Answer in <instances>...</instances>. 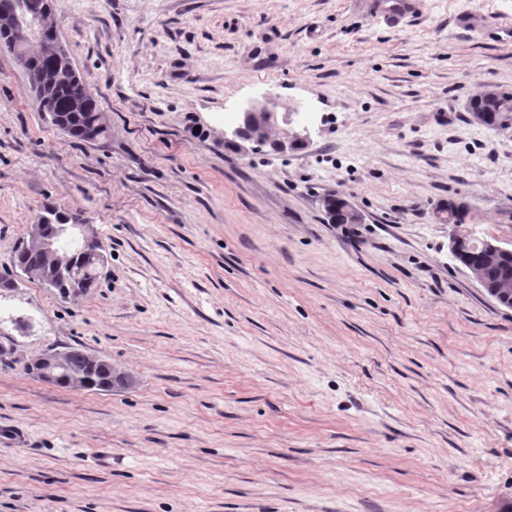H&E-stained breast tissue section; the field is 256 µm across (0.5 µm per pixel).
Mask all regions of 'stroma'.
<instances>
[{"label":"stroma","instance_id":"35a3bbf8","mask_svg":"<svg viewBox=\"0 0 512 512\" xmlns=\"http://www.w3.org/2000/svg\"><path fill=\"white\" fill-rule=\"evenodd\" d=\"M110 134L73 143L0 51V278L45 206L107 264L66 299L0 289V512H500L512 503V309L452 256L512 246V0H52ZM475 13L483 30L453 19ZM315 113L308 146H226L265 92ZM358 224L332 223L328 196ZM76 347L136 380L27 375ZM419 2V0H374V15L386 24L396 25L413 14ZM64 352L65 350H52L42 354L37 368L32 369L30 367L29 369V372L32 373V377L48 383L60 381L76 386H84L88 384L86 379L73 381L64 375Z\"/></svg>","mask_w":512,"mask_h":512}]
</instances>
